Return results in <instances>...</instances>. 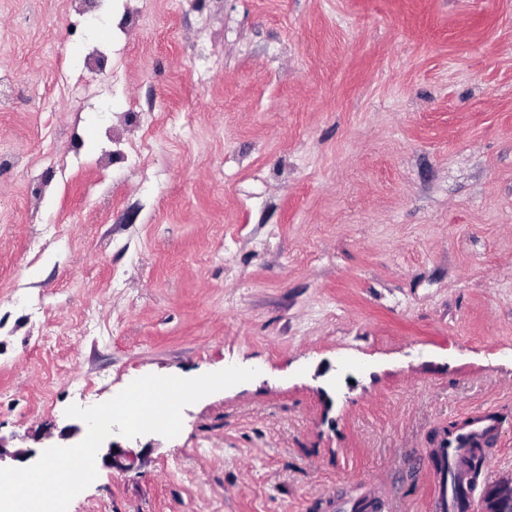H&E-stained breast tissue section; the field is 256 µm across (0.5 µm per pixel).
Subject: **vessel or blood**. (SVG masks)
<instances>
[{
  "label": "vessel or blood",
  "instance_id": "b4317fda",
  "mask_svg": "<svg viewBox=\"0 0 512 512\" xmlns=\"http://www.w3.org/2000/svg\"><path fill=\"white\" fill-rule=\"evenodd\" d=\"M496 424L493 414L484 413L462 422L452 433L439 436L437 448L430 459L434 482L430 512H448L449 480H456L467 495H475L477 487L463 457L467 449L487 447L495 434ZM448 457L455 461L454 470H446L444 466V460Z\"/></svg>",
  "mask_w": 512,
  "mask_h": 512
}]
</instances>
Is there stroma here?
<instances>
[{
    "label": "stroma",
    "mask_w": 512,
    "mask_h": 512,
    "mask_svg": "<svg viewBox=\"0 0 512 512\" xmlns=\"http://www.w3.org/2000/svg\"><path fill=\"white\" fill-rule=\"evenodd\" d=\"M66 9L0 0V443L237 365L178 436L112 434L68 512H428L436 435L485 411L511 480L512 0H102L73 37ZM126 115L152 148L101 167Z\"/></svg>",
    "instance_id": "obj_1"
}]
</instances>
